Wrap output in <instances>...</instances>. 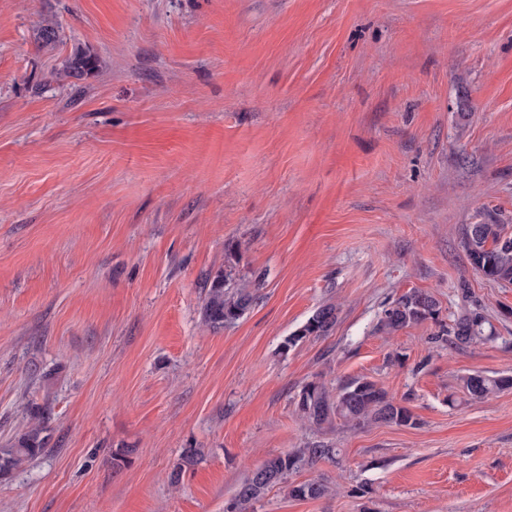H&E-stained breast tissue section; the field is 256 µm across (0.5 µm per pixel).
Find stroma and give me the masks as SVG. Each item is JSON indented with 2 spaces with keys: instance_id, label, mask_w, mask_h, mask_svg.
<instances>
[{
  "instance_id": "35a3bbf8",
  "label": "stroma",
  "mask_w": 512,
  "mask_h": 512,
  "mask_svg": "<svg viewBox=\"0 0 512 512\" xmlns=\"http://www.w3.org/2000/svg\"><path fill=\"white\" fill-rule=\"evenodd\" d=\"M78 48L95 71L58 77ZM488 213L512 219V0H0V445L32 404L49 434L0 512H224L315 440L339 461L291 480L331 494L253 512H512V390L460 382L512 374V286L461 246ZM219 275L258 298L216 329ZM463 280L497 342L441 340ZM411 290L438 319L378 331ZM358 377L415 426L302 419L304 384ZM337 322V307L327 304L318 308L281 346L283 353L310 339L329 336ZM464 394L471 401H481L512 389V375L488 376L480 372L461 378Z\"/></svg>"
}]
</instances>
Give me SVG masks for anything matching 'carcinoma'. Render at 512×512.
<instances>
[{"label": "carcinoma", "instance_id": "1", "mask_svg": "<svg viewBox=\"0 0 512 512\" xmlns=\"http://www.w3.org/2000/svg\"><path fill=\"white\" fill-rule=\"evenodd\" d=\"M95 61L90 54L77 50L63 64L62 74L80 77L91 73ZM462 247L471 267L488 281L503 286L512 285V232L509 225L492 216L462 228ZM256 294L247 289L234 293L224 291V278L219 276L208 290L203 306V321L215 328L242 317L255 303ZM439 305L428 292L411 290L399 296L383 310L381 329L393 333L428 319H436ZM337 322V307L327 304L318 308L281 346L286 352L310 339L324 338ZM448 345L463 350L478 342L493 341L495 327L478 306L466 308L448 326ZM464 394L471 401H481L512 389V375L488 376L480 372L461 378ZM297 406L307 422L319 428L336 416L346 423L361 427L371 422L411 427L416 421L411 411L397 402L377 383L366 378L347 380L332 394L322 385H304ZM44 427L38 413L30 424L7 443L0 446V477H7L22 461L32 459L45 450ZM340 449L321 441L307 443L277 455L266 468H256L240 485L225 512H249L252 505L275 487L288 489V496L302 500H317L330 493L322 480L290 483L294 473L312 469L322 461H334Z\"/></svg>", "mask_w": 512, "mask_h": 512}]
</instances>
